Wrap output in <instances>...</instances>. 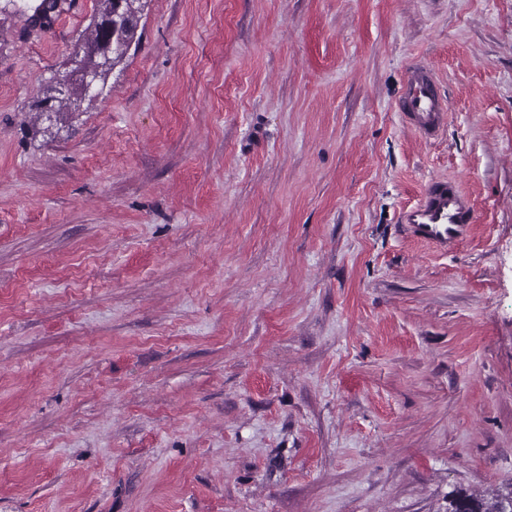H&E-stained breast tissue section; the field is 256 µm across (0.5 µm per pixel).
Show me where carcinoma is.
<instances>
[{"label":"carcinoma","instance_id":"obj_1","mask_svg":"<svg viewBox=\"0 0 512 512\" xmlns=\"http://www.w3.org/2000/svg\"><path fill=\"white\" fill-rule=\"evenodd\" d=\"M98 2L103 5V9L94 16V21L86 29L84 38L75 43L74 52L67 63L80 61L85 69L96 75L97 84L103 89L112 69L123 63L131 46L136 42L143 5L139 4L138 0H122L121 15L113 18L111 14L116 10L114 0ZM58 7L59 0H41L30 17V27H43L51 20ZM93 42L103 44L106 51L98 55L93 54L89 51V45ZM52 88L53 85L49 84L42 90L44 98L40 100V107L59 115L74 111V108L81 107L87 99L78 83L72 85L71 93L66 98L51 95ZM450 506L451 512H506L512 508V499L502 498L489 509L484 507L479 499L458 493L453 496Z\"/></svg>","mask_w":512,"mask_h":512}]
</instances>
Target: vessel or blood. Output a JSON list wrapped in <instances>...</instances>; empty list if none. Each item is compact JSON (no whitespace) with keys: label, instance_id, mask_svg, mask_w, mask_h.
<instances>
[{"label":"vessel or blood","instance_id":"vessel-or-blood-1","mask_svg":"<svg viewBox=\"0 0 512 512\" xmlns=\"http://www.w3.org/2000/svg\"><path fill=\"white\" fill-rule=\"evenodd\" d=\"M398 110L422 136L434 135L447 118V106L439 92L433 69L415 67L398 99ZM477 212L471 199L454 182L433 180L419 202L405 211L407 233L417 242L450 250L467 238Z\"/></svg>","mask_w":512,"mask_h":512}]
</instances>
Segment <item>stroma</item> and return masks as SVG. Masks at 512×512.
<instances>
[{
  "mask_svg": "<svg viewBox=\"0 0 512 512\" xmlns=\"http://www.w3.org/2000/svg\"><path fill=\"white\" fill-rule=\"evenodd\" d=\"M0 0V512H449L512 492V0ZM448 121L396 108L413 65ZM474 202L442 254L403 211ZM121 1V15L113 18L111 32L105 24L109 16L115 13L114 0H98L103 5V9H100L97 15L94 16L92 23L85 31L84 38L75 43L74 52L64 63L67 66L74 60H79L83 66L79 62H74L71 64L70 71L60 78H55L54 82L59 94L65 93L72 82L81 81L85 93L98 96L101 91L97 90L92 73L96 75L97 84H99L101 90H104L112 69L125 60L131 46L136 42L141 17L139 14L142 13L144 5L136 6V2H139V0ZM99 19L101 20L97 22ZM92 42L103 43L106 51L98 55L93 54L89 51V45ZM83 67L92 73L86 72ZM53 85L50 82L42 90V93L45 94L44 98L40 100V108L48 109L52 112H55V116L57 114H64L68 112H76L74 109L78 107L80 109L81 104L88 99L89 101H93L94 98L85 96L82 90V87L79 83H75L72 85L71 93L67 98H59L57 96L49 95L52 91ZM477 221L474 203L448 180H431L419 202L405 211L407 233L417 242L451 250L467 238Z\"/></svg>",
  "mask_w": 512,
  "mask_h": 512,
  "instance_id": "stroma-1",
  "label": "stroma"
}]
</instances>
